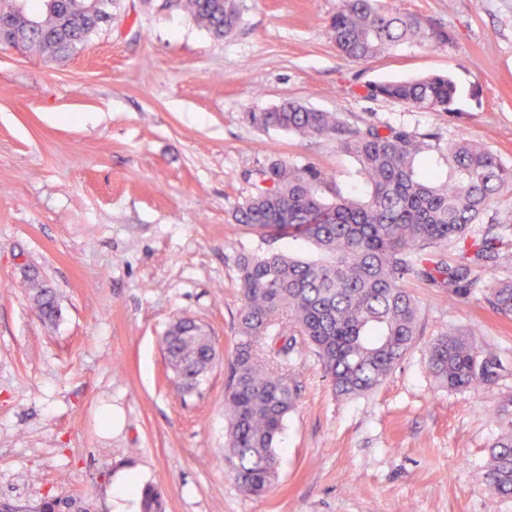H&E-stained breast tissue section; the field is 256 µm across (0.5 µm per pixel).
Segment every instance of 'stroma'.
I'll return each instance as SVG.
<instances>
[{
	"mask_svg": "<svg viewBox=\"0 0 512 512\" xmlns=\"http://www.w3.org/2000/svg\"><path fill=\"white\" fill-rule=\"evenodd\" d=\"M161 0H112V22L69 58L0 47V512H111L118 472L162 494L164 512H512L477 476L512 432V319L477 274L468 301L417 280L411 352L372 393L336 396L317 356L288 358L297 405L280 436V474L244 495L224 465V379L241 306L237 262L313 245L236 223L246 175L312 166L341 193L356 162L334 141L253 125L294 100L373 123L483 143L512 168V0H391L447 28L452 48L404 44L343 59L327 22L337 0H240L217 40ZM450 75L454 111L371 98L367 84ZM38 275L59 314L43 320L20 283ZM190 319L218 360L178 394L162 349ZM468 329L496 356L490 386L451 392L429 343Z\"/></svg>",
	"mask_w": 512,
	"mask_h": 512,
	"instance_id": "stroma-1",
	"label": "stroma"
}]
</instances>
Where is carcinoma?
<instances>
[{
	"instance_id": "carcinoma-1",
	"label": "carcinoma",
	"mask_w": 512,
	"mask_h": 512,
	"mask_svg": "<svg viewBox=\"0 0 512 512\" xmlns=\"http://www.w3.org/2000/svg\"><path fill=\"white\" fill-rule=\"evenodd\" d=\"M112 0H65L53 9L15 17L14 0H0V20L19 33V46L63 59L111 18ZM217 40L239 25V0H166ZM339 54L367 62L404 43L453 46L447 29L421 15L401 13L383 0H337L328 24ZM367 96L417 109L451 111L457 87L445 76L374 82ZM251 122L304 139L336 141L364 176V197L326 196L328 178L313 167L275 163L260 171L254 193L237 211V223L262 233L301 236L325 261L303 262L282 252L244 255L237 264L242 304L234 346L226 364L224 404L228 414L225 462L248 496L267 494L277 479V439L296 406L288 384V354L301 345L314 350L334 392L346 398L376 390L406 357L419 335V308L405 287L417 278L468 299L478 271L512 270V239L491 226L468 236L495 199L512 194V169L484 145L466 137L448 143L442 156L448 177L417 162L438 147L416 132L371 123L355 125L335 112L285 101ZM455 248L447 259L448 247ZM32 299L43 319L58 307L50 289L30 279ZM489 303L512 316V279L491 289ZM177 391L197 390L217 359L199 324L180 319L162 338ZM431 373L450 390L491 385L499 376L495 355L464 330L450 328L428 350ZM483 478L497 496H512V433L490 449ZM144 512H162L159 491L141 492Z\"/></svg>"
}]
</instances>
